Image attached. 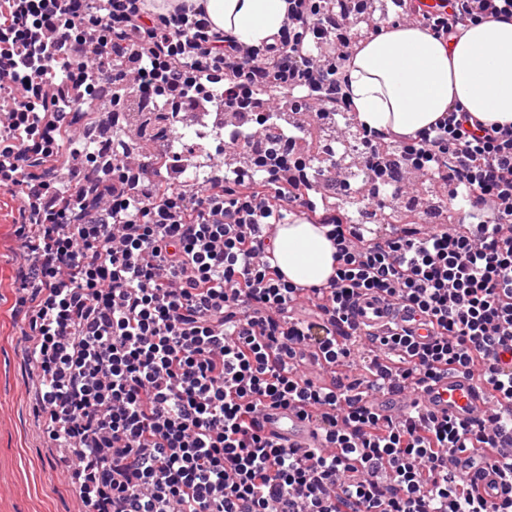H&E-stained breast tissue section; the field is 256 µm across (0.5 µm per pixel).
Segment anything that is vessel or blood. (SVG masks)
I'll list each match as a JSON object with an SVG mask.
<instances>
[{
    "mask_svg": "<svg viewBox=\"0 0 512 512\" xmlns=\"http://www.w3.org/2000/svg\"><path fill=\"white\" fill-rule=\"evenodd\" d=\"M355 321L359 327L378 329L393 322L413 331L419 340L428 334L419 316L394 311L375 297L364 298L358 303ZM416 398L435 415H447L465 423L488 414L493 408L487 392L474 380L461 374H451L430 383L419 396L404 393L388 398V409L393 412L406 408ZM261 423L266 434L281 438L288 446L318 448L322 445V437L313 422L296 407L267 410L261 417Z\"/></svg>",
    "mask_w": 512,
    "mask_h": 512,
    "instance_id": "b4317fda",
    "label": "vessel or blood"
}]
</instances>
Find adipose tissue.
<instances>
[{"label":"adipose tissue","mask_w":512,"mask_h":512,"mask_svg":"<svg viewBox=\"0 0 512 512\" xmlns=\"http://www.w3.org/2000/svg\"><path fill=\"white\" fill-rule=\"evenodd\" d=\"M215 28L245 45L269 42L288 0H187ZM358 118L388 136L427 130L457 103L486 126H512V18L490 19L445 42L412 25L361 41L347 66ZM283 277L303 286L327 281L336 249L324 227L305 220L281 225L273 244Z\"/></svg>","instance_id":"obj_1"}]
</instances>
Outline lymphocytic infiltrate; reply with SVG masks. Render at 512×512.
Segmentation results:
<instances>
[{
	"instance_id": "f902f5d3",
	"label": "lymphocytic infiltrate",
	"mask_w": 512,
	"mask_h": 512,
	"mask_svg": "<svg viewBox=\"0 0 512 512\" xmlns=\"http://www.w3.org/2000/svg\"><path fill=\"white\" fill-rule=\"evenodd\" d=\"M391 2L395 23L445 41L512 18V0ZM361 13V0H288L282 29L253 48L183 5L0 0V188L28 227L25 336L81 512H512V126L453 104L400 138L394 161L363 130L369 175L442 180L469 208L459 224L383 234L324 210L337 266L310 287L269 262V228L315 210L318 184L348 187L344 172L283 149L213 160L194 190L171 179L180 159L152 179L131 147L99 173L73 127L104 84L118 109L165 100L174 126L193 106L254 113L260 130L285 110L327 122L354 109L343 68L361 33L383 31ZM367 296L419 312L431 338L370 335L378 356L357 364L352 311ZM356 364L358 378L340 374ZM450 373L476 378L497 410L465 424L370 400ZM291 404L318 418L323 447L262 432L263 410ZM484 464L501 485L486 497Z\"/></svg>"
}]
</instances>
